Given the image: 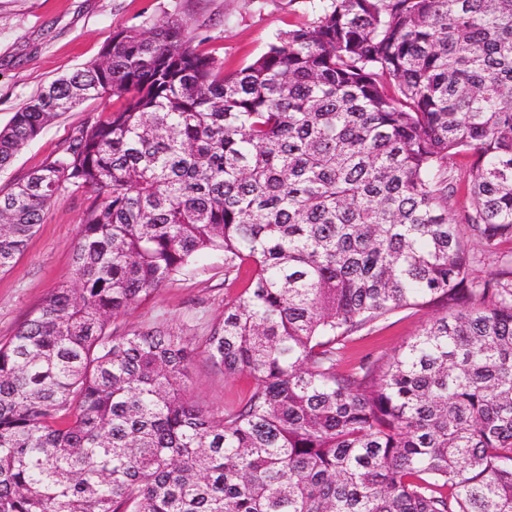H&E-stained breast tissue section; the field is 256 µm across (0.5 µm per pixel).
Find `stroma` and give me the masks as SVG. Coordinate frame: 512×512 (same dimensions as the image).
Instances as JSON below:
<instances>
[{"instance_id":"stroma-1","label":"stroma","mask_w":512,"mask_h":512,"mask_svg":"<svg viewBox=\"0 0 512 512\" xmlns=\"http://www.w3.org/2000/svg\"><path fill=\"white\" fill-rule=\"evenodd\" d=\"M315 8L314 0H0V127L43 86L95 60L114 32L183 18L195 44L233 71L264 51L276 33L312 21ZM101 109L100 101L91 100L48 124L0 170V189H9L57 153ZM91 200L84 189L58 195L24 252L0 273V343L68 277L82 214ZM228 293L223 256H205L187 276L131 306L118 323L125 329H168L198 344L222 317ZM433 315L425 309L391 317L385 329L349 345L342 369L366 355L393 356ZM186 385L188 395L217 413L245 394L250 381L225 375L201 354L188 370Z\"/></svg>"}]
</instances>
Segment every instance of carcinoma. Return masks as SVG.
I'll return each instance as SVG.
<instances>
[{
	"label": "carcinoma",
	"mask_w": 512,
	"mask_h": 512,
	"mask_svg": "<svg viewBox=\"0 0 512 512\" xmlns=\"http://www.w3.org/2000/svg\"><path fill=\"white\" fill-rule=\"evenodd\" d=\"M96 99L0 190V272L94 194L70 276L0 343V512H512V0H323L229 74L186 20L122 30L14 113L0 169ZM206 254L247 274L202 340L253 381L220 415L186 394L198 347L115 325ZM102 107L100 100H91L48 124L36 139L18 152L8 168L0 170V189H9L38 168L48 157L57 153L75 130L90 117L96 116ZM435 312L438 311L423 309L417 314L408 315V312H403L391 317L387 323L388 327L349 345L339 370L349 369L367 354L372 357L393 356L422 324L435 315Z\"/></svg>",
	"instance_id": "cac0c4a2"
}]
</instances>
